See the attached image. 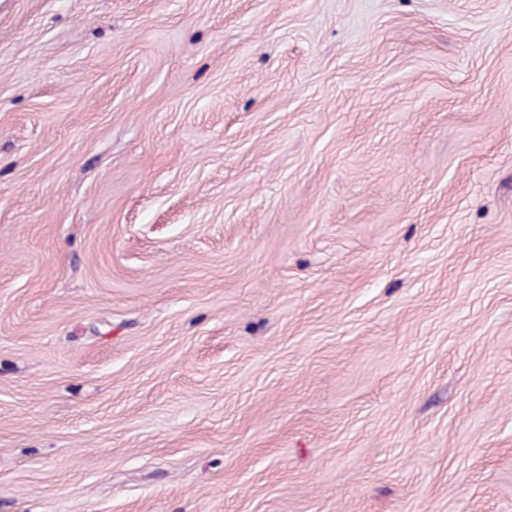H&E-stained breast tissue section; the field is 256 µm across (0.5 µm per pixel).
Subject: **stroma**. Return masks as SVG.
<instances>
[{
	"instance_id": "obj_1",
	"label": "stroma",
	"mask_w": 512,
	"mask_h": 512,
	"mask_svg": "<svg viewBox=\"0 0 512 512\" xmlns=\"http://www.w3.org/2000/svg\"><path fill=\"white\" fill-rule=\"evenodd\" d=\"M0 512H512V0H0Z\"/></svg>"
}]
</instances>
